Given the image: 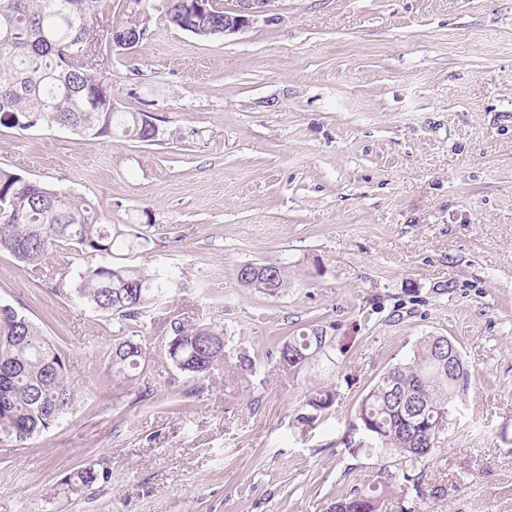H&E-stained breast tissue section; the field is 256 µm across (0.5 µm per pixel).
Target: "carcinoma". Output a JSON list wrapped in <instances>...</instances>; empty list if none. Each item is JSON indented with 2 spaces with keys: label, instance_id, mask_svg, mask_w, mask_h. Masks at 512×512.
<instances>
[{
  "label": "carcinoma",
  "instance_id": "1",
  "mask_svg": "<svg viewBox=\"0 0 512 512\" xmlns=\"http://www.w3.org/2000/svg\"><path fill=\"white\" fill-rule=\"evenodd\" d=\"M107 0H0V125L20 131L61 126L90 138L120 132L142 142L157 135L146 112L112 110L97 102L103 74H112V31L89 37L85 25L99 23ZM165 16L174 26L200 39L224 30V8L209 0L199 12L195 0H170ZM125 233L101 222L93 202L0 169V252L32 267L48 252L71 244L106 261L87 266L75 291L95 310L125 322L137 320L145 307L170 291L171 281L148 275L137 266L112 261L114 252L132 243ZM256 274L244 286L268 296L288 287L283 268L255 264ZM326 344L313 329L291 336L276 350L275 366L285 373L301 370ZM163 352L182 374L205 379L224 368V328L170 321ZM141 338L123 336L112 349V367L121 374L146 360ZM465 365L448 373V346L441 336L422 338L413 359L383 373L358 408L360 425L368 426L367 447L397 456L398 472L389 479L415 481L414 472L441 443L457 399L470 385ZM335 394L319 391L308 399L318 411L330 407ZM75 402L67 363L27 316L0 305V440H29L51 429ZM92 468L78 470L69 491L96 482ZM383 490L377 485L355 489L331 504L330 512H379Z\"/></svg>",
  "mask_w": 512,
  "mask_h": 512
}]
</instances>
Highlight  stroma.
Instances as JSON below:
<instances>
[{
    "instance_id": "obj_1",
    "label": "stroma",
    "mask_w": 512,
    "mask_h": 512,
    "mask_svg": "<svg viewBox=\"0 0 512 512\" xmlns=\"http://www.w3.org/2000/svg\"><path fill=\"white\" fill-rule=\"evenodd\" d=\"M111 3L113 26L150 27L113 57L112 96L159 141L0 126V168L94 202L140 235L126 263L177 288L126 324L77 298L91 259L71 246L38 270L0 252V304L64 351L76 394L48 432L0 444V512H328L393 467L356 411L427 336L455 343L471 386L382 512H512V0H274L271 22L214 40L165 0ZM246 263L287 288L242 286ZM173 318L223 327L256 372L179 374ZM316 328L323 351L274 373L269 353ZM135 334L146 364L117 374ZM321 390L336 401L311 411ZM83 468L98 480L64 495ZM249 264L254 268V275L249 282L243 280V266ZM241 265L237 270L238 281L248 287L254 288L258 292L266 294L268 296H277L284 288L288 286V279L280 265L268 263V264H254L246 263ZM260 270V273H256ZM120 340L112 349V367L119 374L139 368L147 357V347L141 336H122Z\"/></svg>"
}]
</instances>
